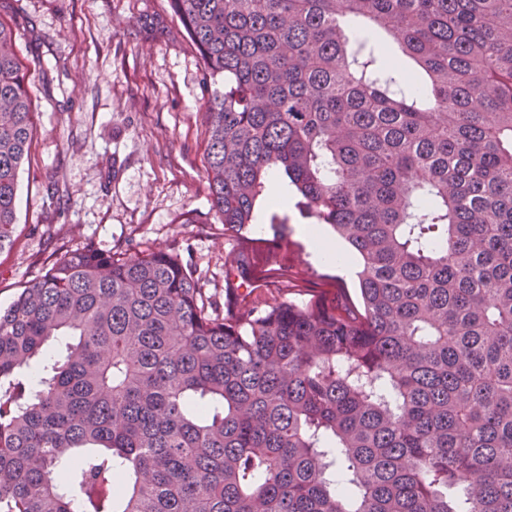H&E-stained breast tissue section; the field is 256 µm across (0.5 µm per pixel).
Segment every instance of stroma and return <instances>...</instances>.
<instances>
[{"instance_id": "obj_1", "label": "stroma", "mask_w": 512, "mask_h": 512, "mask_svg": "<svg viewBox=\"0 0 512 512\" xmlns=\"http://www.w3.org/2000/svg\"><path fill=\"white\" fill-rule=\"evenodd\" d=\"M0 21L38 112L16 238L0 249L1 306L44 259L93 244L178 254L219 308L236 297L359 309L356 275L299 234L309 217L296 192L282 207L260 197L239 233L212 211L199 113L213 86L169 0H0ZM239 257L243 276H229Z\"/></svg>"}]
</instances>
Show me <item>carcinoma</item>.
Wrapping results in <instances>:
<instances>
[{"instance_id": "1", "label": "carcinoma", "mask_w": 512, "mask_h": 512, "mask_svg": "<svg viewBox=\"0 0 512 512\" xmlns=\"http://www.w3.org/2000/svg\"><path fill=\"white\" fill-rule=\"evenodd\" d=\"M170 5L224 82V228L283 174L362 312L220 318L167 251L60 257L0 308V512H512V0ZM36 120L0 22V249Z\"/></svg>"}]
</instances>
